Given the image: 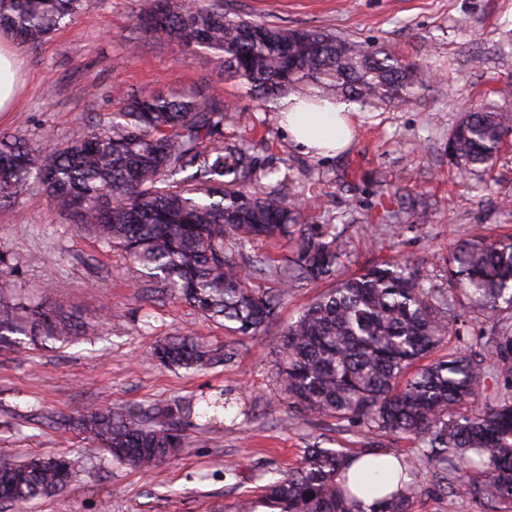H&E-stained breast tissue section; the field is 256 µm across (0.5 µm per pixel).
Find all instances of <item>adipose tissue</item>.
I'll use <instances>...</instances> for the list:
<instances>
[{
	"label": "adipose tissue",
	"mask_w": 512,
	"mask_h": 512,
	"mask_svg": "<svg viewBox=\"0 0 512 512\" xmlns=\"http://www.w3.org/2000/svg\"><path fill=\"white\" fill-rule=\"evenodd\" d=\"M282 125L301 151L318 157L336 154L353 139V119L342 104L297 107L284 113Z\"/></svg>",
	"instance_id": "1"
}]
</instances>
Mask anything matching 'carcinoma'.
<instances>
[{"mask_svg":"<svg viewBox=\"0 0 512 512\" xmlns=\"http://www.w3.org/2000/svg\"><path fill=\"white\" fill-rule=\"evenodd\" d=\"M83 9L84 0H0V28L35 46ZM136 27L184 52L211 53L224 76L270 112L284 109L296 88L318 101L375 107L411 101L426 81L425 71L385 48L231 16L224 0H144ZM234 119L219 97L130 96L122 111L91 130L77 126L61 146L1 138L0 207L39 186L74 212L80 228L126 254L125 275L145 298L184 303L239 339L277 325L292 289L337 279L283 328L276 375L288 409L356 425L365 449L351 454L313 440L297 466L264 487L276 512H411L418 486L406 465L387 491V458L399 454L385 439L401 436L415 439L420 459L440 474L438 491L512 509V235L459 238L444 288L406 257L343 277L342 231L305 223L300 198L261 188L277 169L247 143L224 140ZM510 134L512 111L485 98L452 129L448 155L462 175L486 173ZM285 237L294 243L291 260L249 250L258 239ZM243 261L254 279L277 280L280 288L247 282ZM475 311L491 323V335L421 364ZM84 332L71 312L27 309L0 296L1 345L19 343L17 335L42 345L69 342ZM152 355L174 369L203 371L232 362L237 348L176 334L158 341ZM490 375L492 389L481 388ZM464 403L470 409L457 411ZM186 415L179 401L158 399L48 421L145 470L183 447ZM364 457L370 469L349 473ZM71 477L55 456L0 458V501L26 505ZM371 494L377 498L364 503Z\"/></svg>","mask_w":512,"mask_h":512,"instance_id":"cac0c4a2","label":"carcinoma"}]
</instances>
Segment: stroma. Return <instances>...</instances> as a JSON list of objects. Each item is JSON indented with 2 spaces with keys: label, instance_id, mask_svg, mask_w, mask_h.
I'll return each instance as SVG.
<instances>
[{
  "label": "stroma",
  "instance_id": "obj_1",
  "mask_svg": "<svg viewBox=\"0 0 512 512\" xmlns=\"http://www.w3.org/2000/svg\"><path fill=\"white\" fill-rule=\"evenodd\" d=\"M140 5L87 0L72 24L34 47L0 30V43L13 47L19 62L16 106L0 112V134L22 135L36 148L48 139L62 144L74 127L118 111L125 94L218 95L237 107L225 137L248 132L257 155L280 166L279 191H302L313 202L309 223L344 228L348 271L400 254L441 284L459 235L512 234V150L481 176H460L448 157V137L466 103L489 92L512 107V0H224L231 14L390 47L427 72L412 102L359 110L351 146L331 157L299 150L278 113L242 98L213 55L182 56L137 29ZM383 189L409 201L395 238L386 225L366 220ZM38 194L31 188L0 208V263L8 271L0 285L26 304L75 313L89 329L69 344L0 346V457L52 454L73 466L62 491L21 512H264L263 471L294 466L310 437L362 450L357 427L302 417L284 405L277 328L243 341L225 366L193 372L161 365L150 354L155 340L190 330L221 345L223 327L174 300L144 301L123 275L124 252L78 231L70 210ZM223 391L237 403L236 421L206 422ZM159 398L178 399L192 413L179 454L147 472L113 461L87 435L60 434L35 413ZM387 445L414 471L413 512H487L467 499L432 495L436 473L418 461L415 441ZM229 461L239 465L232 476L224 472Z\"/></svg>",
  "mask_w": 512,
  "mask_h": 512
}]
</instances>
